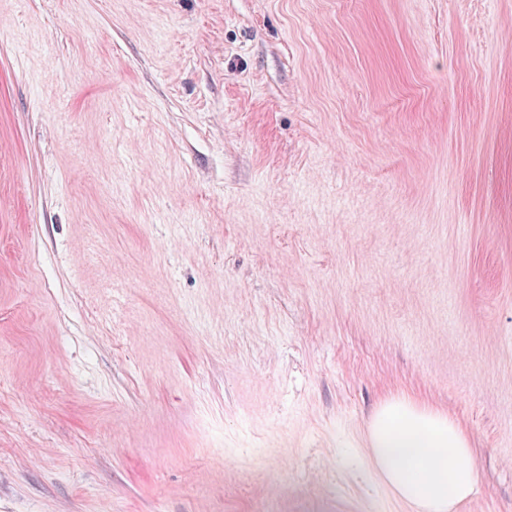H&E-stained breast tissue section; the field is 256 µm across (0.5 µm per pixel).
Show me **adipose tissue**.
<instances>
[{
  "label": "adipose tissue",
  "instance_id": "obj_1",
  "mask_svg": "<svg viewBox=\"0 0 512 512\" xmlns=\"http://www.w3.org/2000/svg\"><path fill=\"white\" fill-rule=\"evenodd\" d=\"M367 436L378 475L416 512H458L475 493L471 440L446 412L390 396L375 407Z\"/></svg>",
  "mask_w": 512,
  "mask_h": 512
}]
</instances>
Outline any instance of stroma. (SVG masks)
<instances>
[{"label":"stroma","instance_id":"stroma-1","mask_svg":"<svg viewBox=\"0 0 512 512\" xmlns=\"http://www.w3.org/2000/svg\"><path fill=\"white\" fill-rule=\"evenodd\" d=\"M390 395L512 512V0H0V512H414ZM367 436L378 475L417 511H459L475 493L470 437L446 412L389 396L373 410Z\"/></svg>","mask_w":512,"mask_h":512}]
</instances>
